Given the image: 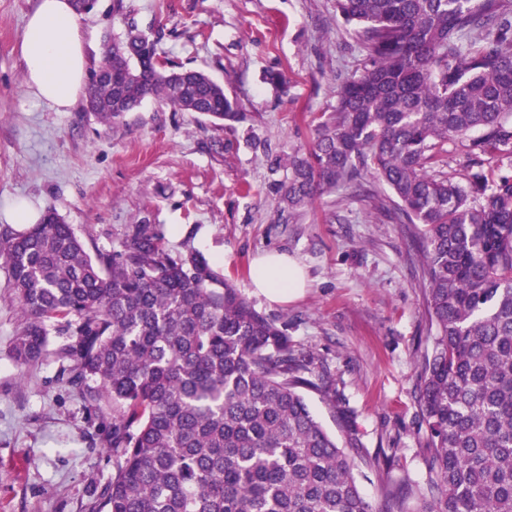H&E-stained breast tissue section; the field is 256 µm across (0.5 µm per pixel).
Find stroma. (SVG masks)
I'll list each match as a JSON object with an SVG mask.
<instances>
[{
	"label": "stroma",
	"mask_w": 512,
	"mask_h": 512,
	"mask_svg": "<svg viewBox=\"0 0 512 512\" xmlns=\"http://www.w3.org/2000/svg\"><path fill=\"white\" fill-rule=\"evenodd\" d=\"M113 0L80 14L89 68L122 40ZM140 30L159 34L168 62L206 71L236 99L240 121L214 127L197 112L148 98L120 124L67 111L25 82L22 33L37 0H0V230L18 206L56 210L89 250L120 249L148 224L172 252L194 248L214 262L259 312L285 322L295 350L313 359L303 394L339 446L356 443V476L379 501L390 483L428 476L416 363L431 350L420 257L410 227L339 190L323 194L297 223L279 213L267 153L309 151L339 77L360 56L333 0H124ZM283 73L287 92L266 83ZM278 250L303 268V294L285 304L257 294L250 263ZM21 321L0 269V512H98L112 478L101 419L67 383L56 346L27 373L9 350Z\"/></svg>",
	"instance_id": "obj_1"
}]
</instances>
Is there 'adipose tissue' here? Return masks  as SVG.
<instances>
[{"instance_id":"adipose-tissue-1","label":"adipose tissue","mask_w":512,"mask_h":512,"mask_svg":"<svg viewBox=\"0 0 512 512\" xmlns=\"http://www.w3.org/2000/svg\"><path fill=\"white\" fill-rule=\"evenodd\" d=\"M22 53L27 83L37 96L60 109L71 107L85 84L88 61L70 0H38L26 24ZM252 285L268 300L285 303L305 280L287 255L269 252L254 260Z\"/></svg>"}]
</instances>
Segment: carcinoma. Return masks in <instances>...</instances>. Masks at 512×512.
Segmentation results:
<instances>
[{
	"label": "carcinoma",
	"instance_id": "obj_1",
	"mask_svg": "<svg viewBox=\"0 0 512 512\" xmlns=\"http://www.w3.org/2000/svg\"><path fill=\"white\" fill-rule=\"evenodd\" d=\"M362 72L343 79L311 150L270 158L288 169L280 212L295 223L316 197L353 189L410 224L425 282L431 353L417 401L428 434L423 512H512V4L509 0H335ZM104 61L119 84L88 85L115 123L152 97L214 124L240 119L224 85L168 70L128 17ZM455 143L478 161L465 182L434 170ZM500 173L488 178L483 158ZM22 314L20 371L55 335L67 382L108 414L112 480L102 512H402L362 493L301 389L311 356L200 253L176 255L147 224L123 248L89 252L53 210L0 232Z\"/></svg>",
	"mask_w": 512,
	"mask_h": 512
}]
</instances>
